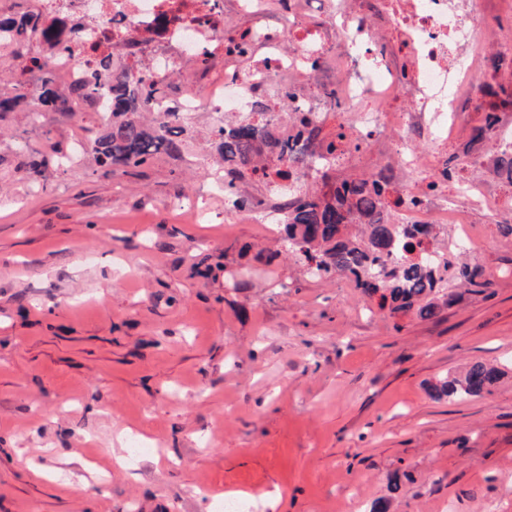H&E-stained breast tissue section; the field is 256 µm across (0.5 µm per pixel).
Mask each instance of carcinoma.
<instances>
[{
    "instance_id": "cac0c4a2",
    "label": "carcinoma",
    "mask_w": 512,
    "mask_h": 512,
    "mask_svg": "<svg viewBox=\"0 0 512 512\" xmlns=\"http://www.w3.org/2000/svg\"><path fill=\"white\" fill-rule=\"evenodd\" d=\"M11 57L20 67L12 86L0 91V122L14 112H55L73 118L77 116L71 110L73 100L103 99L110 118L94 141L99 167L138 168L161 156L177 159L181 155L185 131L181 113L144 120L149 104L164 93V81L136 78L104 54L79 82L65 86L55 74L41 69L39 83L32 89L29 75L40 69L39 59L21 41L15 43ZM318 133V125L305 112L289 128L243 119L213 129L211 139L224 163V192L241 210L261 205L262 201L240 192L238 183L248 175L266 172L272 161L286 159L289 168H302ZM27 168L32 178L44 181L67 171V155L53 145L30 160ZM495 169L512 181L511 147L498 152ZM393 186L394 174L382 169L368 177L345 179L327 192L290 193L276 205L283 216L285 239L299 259L315 264L317 275L352 277L365 296L378 297V306L393 314L435 316L434 293L447 277L461 276L472 286L487 287L489 281L481 269L459 268L448 259L440 262L429 257L426 245L432 225L396 222L387 204ZM501 376L497 367L476 361L462 378L434 385L431 393L438 399L479 397L490 392Z\"/></svg>"
}]
</instances>
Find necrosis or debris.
I'll return each instance as SVG.
<instances>
[{
	"label": "necrosis or debris",
	"instance_id": "4bbe7bcc",
	"mask_svg": "<svg viewBox=\"0 0 512 512\" xmlns=\"http://www.w3.org/2000/svg\"><path fill=\"white\" fill-rule=\"evenodd\" d=\"M489 0H333L336 22L319 31L305 25L306 0H288L275 24L256 28L264 54L243 78H210L198 84L185 64L202 50L235 58L224 43V0H24L23 35L48 68L69 81L83 79L97 56H116L121 65L153 77H176L183 112H239L263 95L267 114L280 113L276 80L290 75V112L322 120L329 111L306 88L312 83L313 59L332 42L346 47L334 75L336 97L355 113L350 136L336 147L337 158L363 151L387 128L399 132L391 150L400 163H411L420 179L411 192L426 207L443 186L421 159L409 158L405 130L427 114L444 112L448 123L462 126V105L473 88L496 99V112H512V98H498L494 68L485 62L489 40L483 16ZM375 10L392 42L389 53L375 55L378 38L366 13ZM40 27H33V20ZM412 99L400 108V99Z\"/></svg>",
	"mask_w": 512,
	"mask_h": 512
}]
</instances>
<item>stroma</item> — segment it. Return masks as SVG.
Here are the masks:
<instances>
[{
	"instance_id": "35a3bbf8",
	"label": "stroma",
	"mask_w": 512,
	"mask_h": 512,
	"mask_svg": "<svg viewBox=\"0 0 512 512\" xmlns=\"http://www.w3.org/2000/svg\"><path fill=\"white\" fill-rule=\"evenodd\" d=\"M213 123L189 113L181 159L109 172L76 149L94 115L0 124V512H219L232 492L246 512L275 492L276 512H512V210L452 184L407 214L439 247L461 227L498 245L467 258L490 287L447 280L436 316L393 315L226 212ZM51 142L74 162L45 188L23 165ZM408 142L436 168L472 157L461 129ZM387 145L331 177L393 166ZM476 360L504 372L491 393L431 395ZM128 435L159 454L117 460Z\"/></svg>"
}]
</instances>
